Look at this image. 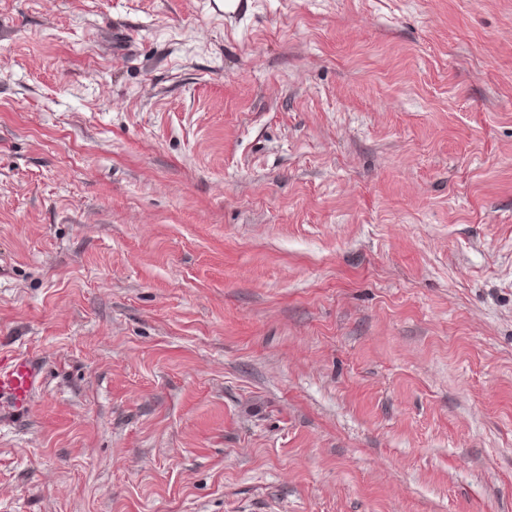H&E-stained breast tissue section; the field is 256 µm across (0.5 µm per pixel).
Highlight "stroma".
Masks as SVG:
<instances>
[{
    "instance_id": "stroma-1",
    "label": "stroma",
    "mask_w": 512,
    "mask_h": 512,
    "mask_svg": "<svg viewBox=\"0 0 512 512\" xmlns=\"http://www.w3.org/2000/svg\"><path fill=\"white\" fill-rule=\"evenodd\" d=\"M0 512H512V0H0ZM42 377L36 360L23 353L0 359V396L6 397L8 411L0 414V421L11 415L24 413L31 401L32 393Z\"/></svg>"
}]
</instances>
